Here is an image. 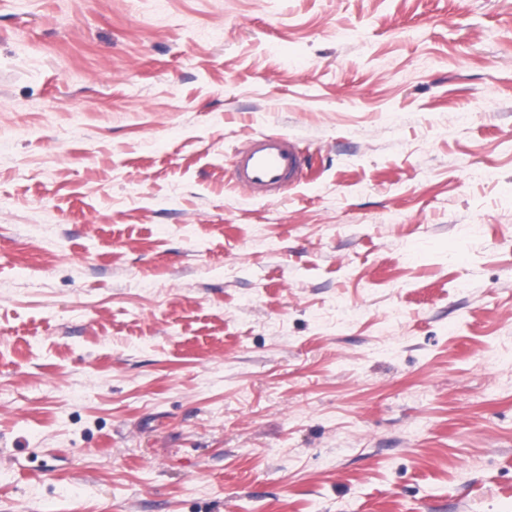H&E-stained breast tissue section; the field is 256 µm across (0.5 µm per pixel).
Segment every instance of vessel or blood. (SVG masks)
Listing matches in <instances>:
<instances>
[{
    "label": "vessel or blood",
    "mask_w": 512,
    "mask_h": 512,
    "mask_svg": "<svg viewBox=\"0 0 512 512\" xmlns=\"http://www.w3.org/2000/svg\"><path fill=\"white\" fill-rule=\"evenodd\" d=\"M309 157L288 134H261L235 155L233 184L252 195L275 193L307 176Z\"/></svg>",
    "instance_id": "1"
}]
</instances>
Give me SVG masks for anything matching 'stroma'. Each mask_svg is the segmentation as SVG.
Returning a JSON list of instances; mask_svg holds the SVG:
<instances>
[{"mask_svg": "<svg viewBox=\"0 0 512 512\" xmlns=\"http://www.w3.org/2000/svg\"><path fill=\"white\" fill-rule=\"evenodd\" d=\"M0 512H512V0H0ZM233 185L252 195L275 193L307 176L309 157L288 134H260L235 154Z\"/></svg>", "mask_w": 512, "mask_h": 512, "instance_id": "obj_1", "label": "stroma"}]
</instances>
